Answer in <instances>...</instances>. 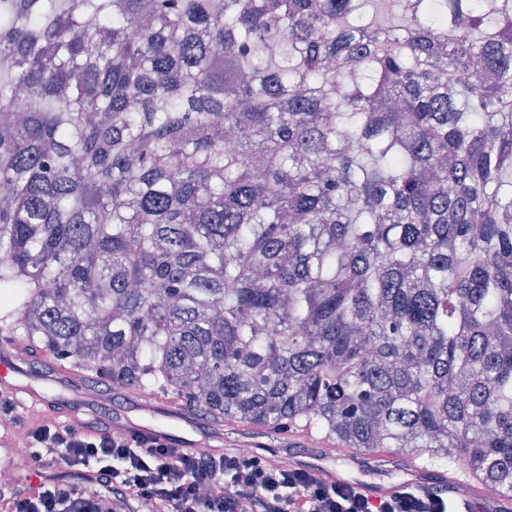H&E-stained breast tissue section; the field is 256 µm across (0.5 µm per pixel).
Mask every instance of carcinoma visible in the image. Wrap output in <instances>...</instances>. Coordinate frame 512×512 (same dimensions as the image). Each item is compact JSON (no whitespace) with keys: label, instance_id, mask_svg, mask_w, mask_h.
<instances>
[{"label":"carcinoma","instance_id":"carcinoma-1","mask_svg":"<svg viewBox=\"0 0 512 512\" xmlns=\"http://www.w3.org/2000/svg\"><path fill=\"white\" fill-rule=\"evenodd\" d=\"M0 311L512 499V0H0Z\"/></svg>","mask_w":512,"mask_h":512}]
</instances>
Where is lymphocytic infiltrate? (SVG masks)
<instances>
[{
	"mask_svg": "<svg viewBox=\"0 0 512 512\" xmlns=\"http://www.w3.org/2000/svg\"><path fill=\"white\" fill-rule=\"evenodd\" d=\"M27 439L24 464L35 490L0 491V512H471L445 489L420 481L389 498L360 494L353 481L328 483L318 467L271 462L238 448L187 450L112 431L107 421H29L0 392V438ZM80 476L63 489L55 469Z\"/></svg>",
	"mask_w": 512,
	"mask_h": 512,
	"instance_id": "obj_1",
	"label": "lymphocytic infiltrate"
}]
</instances>
